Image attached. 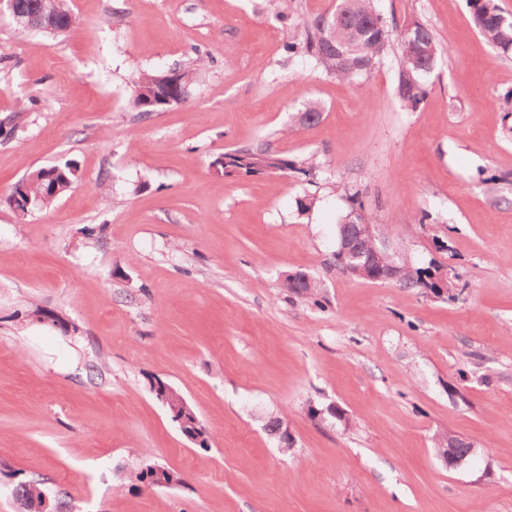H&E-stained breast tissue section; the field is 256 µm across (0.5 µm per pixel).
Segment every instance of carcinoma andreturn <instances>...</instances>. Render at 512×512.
Wrapping results in <instances>:
<instances>
[{
    "label": "carcinoma",
    "instance_id": "1",
    "mask_svg": "<svg viewBox=\"0 0 512 512\" xmlns=\"http://www.w3.org/2000/svg\"><path fill=\"white\" fill-rule=\"evenodd\" d=\"M55 3L57 16L67 21L69 29H74L79 20L69 0H55ZM471 7L473 23L485 40L505 51L512 48V25L501 24L503 14L496 0H471ZM285 50L293 56L298 53L308 56L316 66L338 79L366 75L388 54L393 53L398 62L396 95L412 110L423 102L426 88L421 78L434 69L440 54L436 38L426 24L414 21L401 29L393 23L389 24L378 12L374 0H341L338 17L319 16L306 20L303 30L293 36V40L285 45ZM205 63V59L199 58L192 64L171 70L177 75L171 104L157 97L161 74H138L132 82L131 108L148 116L173 104L185 102L197 71ZM214 164L220 166L226 177L270 175L289 170L312 181L320 172V165L313 158L298 163L283 154L262 149L228 151ZM58 168L54 186L57 197H61L77 181L78 168L72 160L58 164ZM45 176L46 170L40 168L28 177L25 189L34 208H46L56 201V197L45 193ZM346 234L357 242L358 251L364 255V259L374 256L377 249L382 266L391 265L392 256L388 249L360 237L357 227L346 228Z\"/></svg>",
    "mask_w": 512,
    "mask_h": 512
}]
</instances>
